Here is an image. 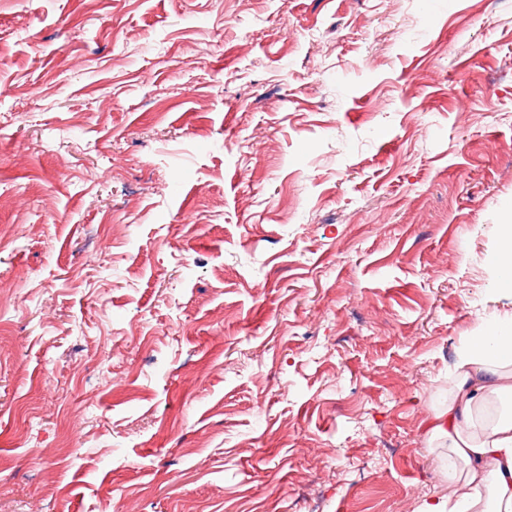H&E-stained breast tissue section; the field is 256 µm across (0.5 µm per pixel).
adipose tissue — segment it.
Listing matches in <instances>:
<instances>
[{"label":"adipose tissue","mask_w":512,"mask_h":512,"mask_svg":"<svg viewBox=\"0 0 512 512\" xmlns=\"http://www.w3.org/2000/svg\"><path fill=\"white\" fill-rule=\"evenodd\" d=\"M512 395V316L497 315L464 336L448 400L424 425L446 440L447 504L422 512H512V415L484 422L491 402Z\"/></svg>","instance_id":"obj_1"}]
</instances>
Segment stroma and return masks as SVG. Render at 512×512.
Masks as SVG:
<instances>
[{
  "instance_id": "35a3bbf8",
  "label": "stroma",
  "mask_w": 512,
  "mask_h": 512,
  "mask_svg": "<svg viewBox=\"0 0 512 512\" xmlns=\"http://www.w3.org/2000/svg\"><path fill=\"white\" fill-rule=\"evenodd\" d=\"M509 222L512 0H0V512L445 499Z\"/></svg>"
}]
</instances>
